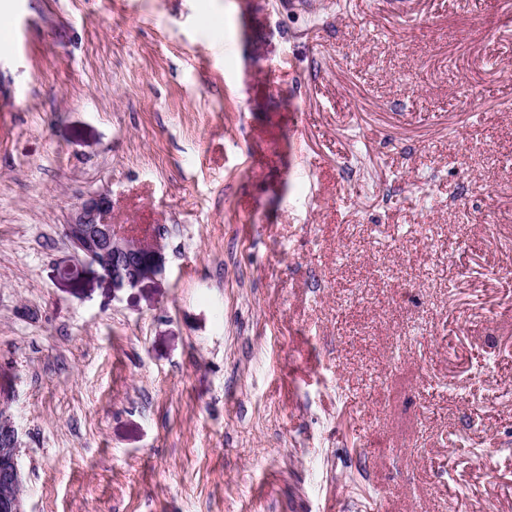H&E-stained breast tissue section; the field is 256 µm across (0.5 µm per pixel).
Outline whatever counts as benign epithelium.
Returning <instances> with one entry per match:
<instances>
[{
  "label": "benign epithelium",
  "mask_w": 512,
  "mask_h": 512,
  "mask_svg": "<svg viewBox=\"0 0 512 512\" xmlns=\"http://www.w3.org/2000/svg\"><path fill=\"white\" fill-rule=\"evenodd\" d=\"M111 202L92 195L79 203L65 225V236L74 250L100 269L113 291L135 287L154 271L153 249L119 237L107 219ZM21 434L12 417L0 409V512H27L24 507L25 476L19 463Z\"/></svg>",
  "instance_id": "obj_1"
}]
</instances>
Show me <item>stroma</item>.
<instances>
[{"mask_svg": "<svg viewBox=\"0 0 512 512\" xmlns=\"http://www.w3.org/2000/svg\"><path fill=\"white\" fill-rule=\"evenodd\" d=\"M10 40L27 512H512V0H13ZM92 195L136 287L66 240Z\"/></svg>", "mask_w": 512, "mask_h": 512, "instance_id": "obj_1", "label": "stroma"}]
</instances>
